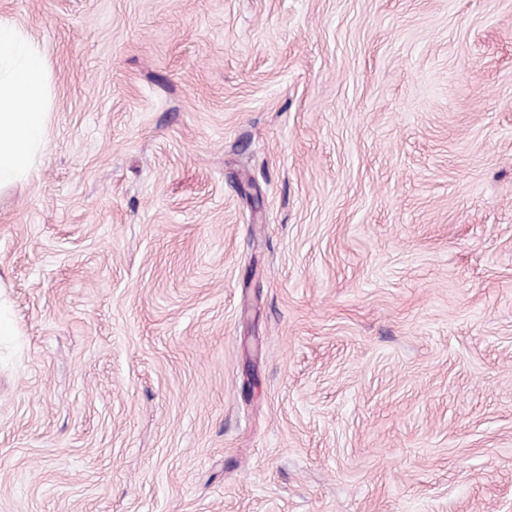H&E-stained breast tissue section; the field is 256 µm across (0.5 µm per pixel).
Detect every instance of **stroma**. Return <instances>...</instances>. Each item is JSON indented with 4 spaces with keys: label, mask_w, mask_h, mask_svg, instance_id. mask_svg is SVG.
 <instances>
[{
    "label": "stroma",
    "mask_w": 512,
    "mask_h": 512,
    "mask_svg": "<svg viewBox=\"0 0 512 512\" xmlns=\"http://www.w3.org/2000/svg\"><path fill=\"white\" fill-rule=\"evenodd\" d=\"M0 512H512V0H0ZM47 69L38 47L0 22V191L26 179L45 150Z\"/></svg>",
    "instance_id": "obj_1"
}]
</instances>
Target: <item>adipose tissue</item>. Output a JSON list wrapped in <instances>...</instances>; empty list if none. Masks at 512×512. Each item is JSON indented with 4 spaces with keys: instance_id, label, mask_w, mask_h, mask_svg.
Segmentation results:
<instances>
[{
    "instance_id": "obj_1",
    "label": "adipose tissue",
    "mask_w": 512,
    "mask_h": 512,
    "mask_svg": "<svg viewBox=\"0 0 512 512\" xmlns=\"http://www.w3.org/2000/svg\"><path fill=\"white\" fill-rule=\"evenodd\" d=\"M47 69L38 47L0 22V190L26 179L46 147Z\"/></svg>"
}]
</instances>
